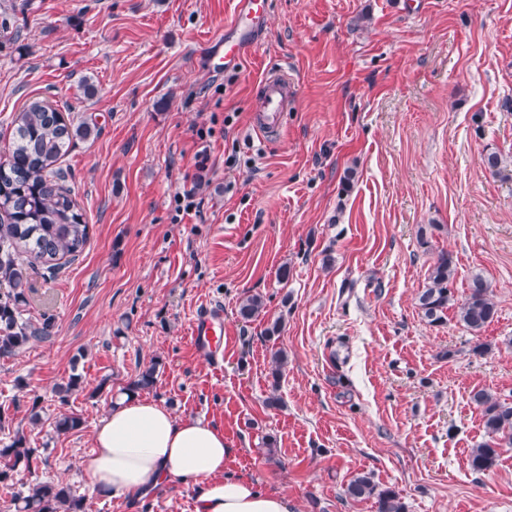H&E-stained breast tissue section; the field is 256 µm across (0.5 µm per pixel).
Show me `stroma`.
Returning a JSON list of instances; mask_svg holds the SVG:
<instances>
[{
    "label": "stroma",
    "mask_w": 512,
    "mask_h": 512,
    "mask_svg": "<svg viewBox=\"0 0 512 512\" xmlns=\"http://www.w3.org/2000/svg\"><path fill=\"white\" fill-rule=\"evenodd\" d=\"M234 6L0 0V158L32 97L97 129L60 161L87 245L58 275L29 272L25 314L52 316V336L0 357V446L20 435L41 457L0 483V512L46 480L86 512H195L190 484L137 501L91 484L95 426L154 359L144 398L222 429L229 474L295 512H375L343 493L359 473L405 512H512V451L486 472L469 462L484 439L471 392L512 399V178L481 162L512 159V0H270L257 46L220 70L207 47ZM279 68L297 98L263 140L258 82ZM190 187L196 206L176 216ZM442 250L455 303L472 274L492 284L498 316L479 335L418 308ZM249 294L265 305L245 322ZM213 303L224 350L209 358L191 327ZM74 372L82 388L60 401ZM71 412L82 428L56 432Z\"/></svg>",
    "instance_id": "obj_1"
}]
</instances>
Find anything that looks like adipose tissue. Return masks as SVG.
<instances>
[{
	"instance_id": "adipose-tissue-1",
	"label": "adipose tissue",
	"mask_w": 512,
	"mask_h": 512,
	"mask_svg": "<svg viewBox=\"0 0 512 512\" xmlns=\"http://www.w3.org/2000/svg\"><path fill=\"white\" fill-rule=\"evenodd\" d=\"M93 442L92 483L113 495L138 499L177 479L195 486V512L294 510L287 494L226 473L232 451L221 429L154 401L121 398L95 426Z\"/></svg>"
}]
</instances>
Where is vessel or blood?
<instances>
[{
    "instance_id": "1",
    "label": "vessel or blood",
    "mask_w": 512,
    "mask_h": 512,
    "mask_svg": "<svg viewBox=\"0 0 512 512\" xmlns=\"http://www.w3.org/2000/svg\"><path fill=\"white\" fill-rule=\"evenodd\" d=\"M269 0H236L234 17L216 41V52L225 67L238 65L248 48L253 45L255 29L265 22ZM260 96L253 115V126L262 136L279 134L287 123L288 114L296 98L297 89L287 72H267L259 83ZM224 309L207 306L200 310L192 323V342L195 350L205 356L214 355L221 344Z\"/></svg>"
}]
</instances>
